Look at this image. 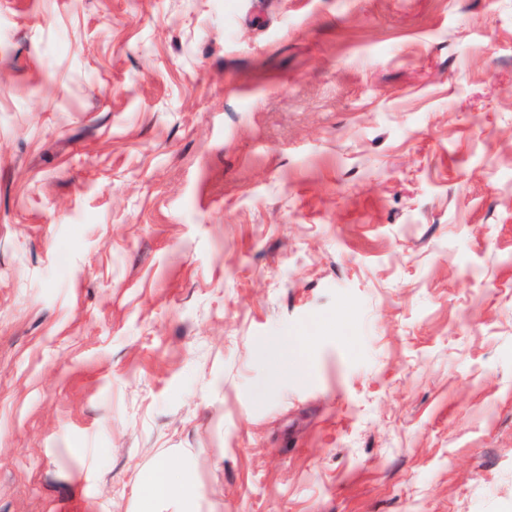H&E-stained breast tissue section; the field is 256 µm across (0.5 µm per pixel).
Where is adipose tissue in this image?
<instances>
[{"label": "adipose tissue", "instance_id": "ef3b65f1", "mask_svg": "<svg viewBox=\"0 0 512 512\" xmlns=\"http://www.w3.org/2000/svg\"><path fill=\"white\" fill-rule=\"evenodd\" d=\"M202 499L195 454L188 450L181 464L162 460L138 476L134 512H201Z\"/></svg>", "mask_w": 512, "mask_h": 512}]
</instances>
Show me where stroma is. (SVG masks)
<instances>
[{
	"instance_id": "35a3bbf8",
	"label": "stroma",
	"mask_w": 512,
	"mask_h": 512,
	"mask_svg": "<svg viewBox=\"0 0 512 512\" xmlns=\"http://www.w3.org/2000/svg\"><path fill=\"white\" fill-rule=\"evenodd\" d=\"M512 512V0H0V512ZM182 463L161 460L137 478L134 512H201L202 487L196 476L195 454L186 450Z\"/></svg>"
}]
</instances>
